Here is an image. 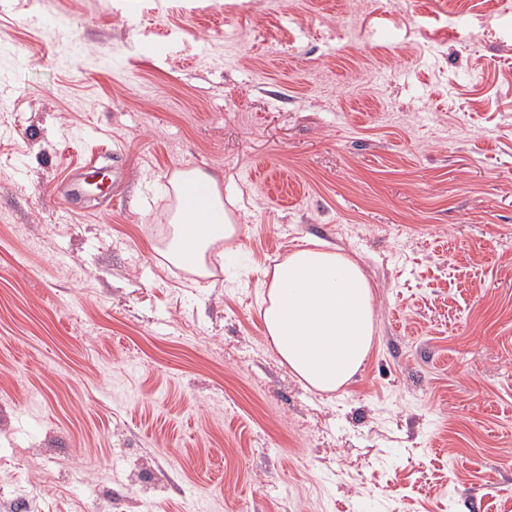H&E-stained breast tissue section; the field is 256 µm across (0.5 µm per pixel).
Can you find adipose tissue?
I'll list each match as a JSON object with an SVG mask.
<instances>
[{"label": "adipose tissue", "instance_id": "obj_1", "mask_svg": "<svg viewBox=\"0 0 512 512\" xmlns=\"http://www.w3.org/2000/svg\"><path fill=\"white\" fill-rule=\"evenodd\" d=\"M194 182L196 206L177 202L164 251L173 264L204 272L208 250L233 245L243 227L224 207V181L215 173L182 171L172 188ZM262 320L281 360L311 388L334 392L365 363L374 339L373 284L360 262L340 248L310 242L273 270Z\"/></svg>", "mask_w": 512, "mask_h": 512}]
</instances>
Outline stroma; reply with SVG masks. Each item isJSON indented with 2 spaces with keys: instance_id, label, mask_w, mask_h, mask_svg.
Wrapping results in <instances>:
<instances>
[{
  "instance_id": "obj_1",
  "label": "stroma",
  "mask_w": 512,
  "mask_h": 512,
  "mask_svg": "<svg viewBox=\"0 0 512 512\" xmlns=\"http://www.w3.org/2000/svg\"><path fill=\"white\" fill-rule=\"evenodd\" d=\"M111 156L107 188L69 198ZM244 226L162 255L174 171ZM317 240L374 284L364 367L268 342ZM512 512V10L14 0L0 16V512Z\"/></svg>"
}]
</instances>
